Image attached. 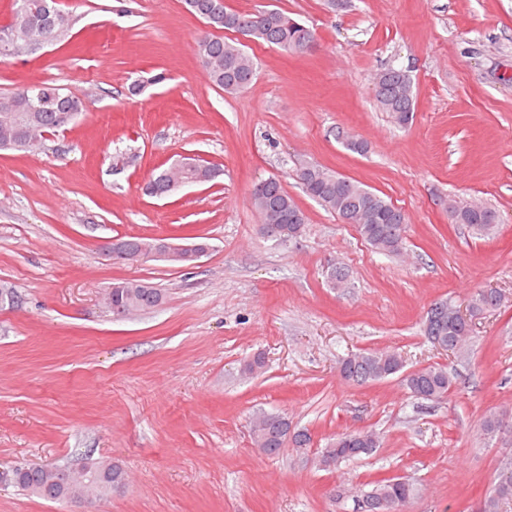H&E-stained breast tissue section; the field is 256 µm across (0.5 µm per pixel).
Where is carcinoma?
I'll return each instance as SVG.
<instances>
[{"instance_id": "cac0c4a2", "label": "carcinoma", "mask_w": 512, "mask_h": 512, "mask_svg": "<svg viewBox=\"0 0 512 512\" xmlns=\"http://www.w3.org/2000/svg\"><path fill=\"white\" fill-rule=\"evenodd\" d=\"M186 9L193 15L205 19L212 32L199 35L193 44L194 53L205 66L213 84L229 93L245 89L254 79L256 67L253 57L239 41H226L219 35L223 30L240 33L244 37L284 51L302 52L315 43V33L303 21L280 9H262L252 13L233 11L224 0H184ZM74 17L60 4V0H12L11 20L0 29V33L12 38L10 54L31 52L29 45L41 40L60 43L67 39ZM44 95L59 93L55 107L36 113L41 130L54 133L74 122L84 111V103L60 86L41 83ZM17 93L0 94V124L18 111ZM375 99L384 112L390 114L394 123L404 127L414 117L415 93L408 72L402 68L389 67L375 78ZM39 141L14 138L7 143L0 139V149L19 153H30L38 148ZM169 168L157 169L147 180L144 191L154 197L170 194L168 187ZM301 184L309 197L324 209L346 217L355 225L359 235L375 251L399 256L406 246L407 216L400 208L388 202L380 194L342 175L313 164ZM252 208L263 220L275 224L282 231L280 242L296 230H304L306 215L288 194L277 178L269 180L263 190L250 196ZM450 212L456 224H463L473 234L489 237L498 229L497 212L489 207L477 205L458 206L450 204ZM331 288H344L349 282V271L341 263L333 262L325 271ZM164 300L160 289L147 286L140 280L121 282V287L112 290V314L135 311L143 312L159 306ZM502 295L491 289L470 297L474 315L484 318L488 308H497ZM473 322L462 321L451 312L440 313L436 321V335L443 344L459 343V352L466 351L471 339ZM341 376L356 385H365L390 376H401V382L416 398L437 401L452 389L453 378L448 369L440 365H428L404 373V358L396 350L364 351L351 354L338 363ZM512 429V410L509 408L491 411L482 418L480 430L488 439H497L507 429ZM290 429L288 417L280 413L261 412L252 420V433L256 447L268 455L281 448V438ZM382 438L372 430L350 431L336 435L317 457V466L329 470L338 465L372 455L381 447ZM125 481L123 469L112 464L95 476L91 483L94 492L89 498L103 500L112 490ZM65 484L64 470L28 466L15 467V486L32 495L49 500H59ZM415 488L409 480L397 482L381 479L373 482L362 495L363 512H403L413 498ZM512 500V469L498 474L492 491L483 503V512H499L501 505Z\"/></svg>"}]
</instances>
